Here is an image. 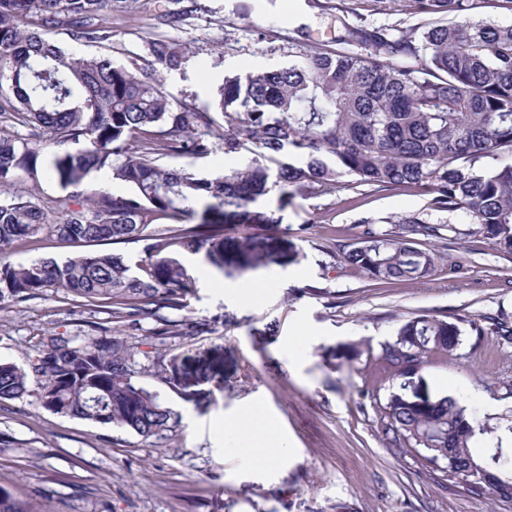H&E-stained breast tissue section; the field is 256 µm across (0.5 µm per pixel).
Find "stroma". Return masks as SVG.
I'll list each match as a JSON object with an SVG mask.
<instances>
[{
    "label": "stroma",
    "instance_id": "35a3bbf8",
    "mask_svg": "<svg viewBox=\"0 0 512 512\" xmlns=\"http://www.w3.org/2000/svg\"><path fill=\"white\" fill-rule=\"evenodd\" d=\"M182 10L170 25L166 13ZM303 29L310 43L335 49L336 21L313 0H133L113 12L110 43L64 47L114 62L137 60L161 79L174 104H202L230 73L243 74L288 61V34ZM181 45L185 59L167 72L153 66L150 41ZM333 195H299L266 234L279 240L277 262L250 272L223 271L183 253L195 292L174 322L192 320L203 331L165 341L191 365L210 367L211 381L187 402L148 373L157 339L154 320L135 333L145 366L142 384L160 392L179 421L161 436L95 424L45 408L36 392L0 404V488L26 512H501L491 495L476 496L461 483L438 480L403 453L385 430L383 406L400 381L378 355L400 327L419 315L458 321L461 343L429 356L422 376L430 391L456 397L477 425L473 451L487 459L493 443L512 453V344L490 328L512 323V256L500 253L464 214H435L414 191L382 190L344 177ZM426 216L454 233L433 241L440 255L419 281L375 284L341 259L355 245L363 222ZM69 244L45 233L18 242L13 264L62 259ZM270 281L254 303L232 287ZM108 315L64 303L47 291L20 305L0 307V361L25 364L52 335L85 341L99 336ZM354 344L359 357L346 358ZM263 406L288 440V456L261 469L225 452L214 433L221 422Z\"/></svg>",
    "mask_w": 512,
    "mask_h": 512
}]
</instances>
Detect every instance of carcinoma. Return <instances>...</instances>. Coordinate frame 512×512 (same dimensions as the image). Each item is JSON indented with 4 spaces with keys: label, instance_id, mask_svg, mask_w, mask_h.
Wrapping results in <instances>:
<instances>
[{
    "label": "carcinoma",
    "instance_id": "1",
    "mask_svg": "<svg viewBox=\"0 0 512 512\" xmlns=\"http://www.w3.org/2000/svg\"><path fill=\"white\" fill-rule=\"evenodd\" d=\"M336 11V49L319 51L292 41L288 64L224 77L202 105H173L161 83L138 63L79 57L54 35L76 43L112 42L102 12L127 0H0V304L21 303L48 290L102 308L128 329L143 319L160 323L156 336H196L195 323L174 324L163 309L184 306L194 278L184 248L224 270L225 227L282 223L296 194H331L352 176L377 189H406L428 198L434 212L463 213L469 223L512 255V25H498L483 9L512 12V0H315ZM409 12L417 22L375 26L365 12ZM156 64L178 69L183 48L163 39L149 45ZM220 142L243 161L219 173L169 168L167 156L208 158ZM77 151H55L67 143ZM101 172L128 192L97 188L43 203L40 179L61 190ZM22 178L32 182L13 191ZM277 206L266 205L270 194ZM396 231H363L344 262L377 282L425 278L439 255L416 237L439 239L444 224L417 215ZM74 244L146 242V257L75 252L63 260L9 261L12 245L43 231ZM278 252L274 238L247 235L236 259L254 268ZM455 322L427 315L402 325L379 355L400 379L384 406L386 431L406 453L444 481L465 482L512 509V456L497 439L490 462L470 445L477 431L458 399L432 395L420 373L429 353L457 349ZM138 346L129 335L76 342L51 336L23 365L0 362V403L34 386L57 413L132 431L148 439L177 423L160 393L142 385ZM156 374L190 401L209 381L202 368L160 350ZM451 457L453 466L435 461Z\"/></svg>",
    "mask_w": 512,
    "mask_h": 512
}]
</instances>
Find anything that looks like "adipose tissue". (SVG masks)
I'll use <instances>...</instances> for the list:
<instances>
[{
    "mask_svg": "<svg viewBox=\"0 0 512 512\" xmlns=\"http://www.w3.org/2000/svg\"><path fill=\"white\" fill-rule=\"evenodd\" d=\"M224 441L253 457L263 467L272 464L286 451L284 438L272 434L268 420L256 408L248 409L236 424L225 425Z\"/></svg>",
    "mask_w": 512,
    "mask_h": 512,
    "instance_id": "obj_1",
    "label": "adipose tissue"
}]
</instances>
